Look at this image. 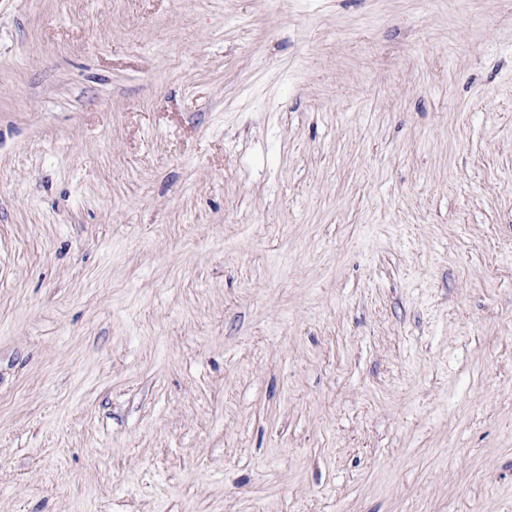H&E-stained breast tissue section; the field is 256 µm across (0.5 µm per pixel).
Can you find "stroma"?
Wrapping results in <instances>:
<instances>
[{"instance_id": "1", "label": "stroma", "mask_w": 512, "mask_h": 512, "mask_svg": "<svg viewBox=\"0 0 512 512\" xmlns=\"http://www.w3.org/2000/svg\"><path fill=\"white\" fill-rule=\"evenodd\" d=\"M0 512H512V0H0Z\"/></svg>"}]
</instances>
